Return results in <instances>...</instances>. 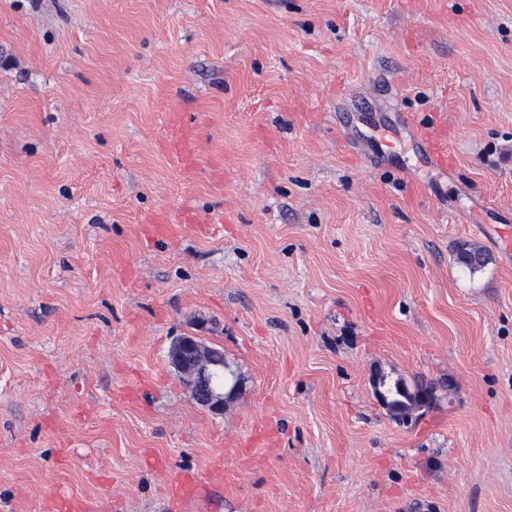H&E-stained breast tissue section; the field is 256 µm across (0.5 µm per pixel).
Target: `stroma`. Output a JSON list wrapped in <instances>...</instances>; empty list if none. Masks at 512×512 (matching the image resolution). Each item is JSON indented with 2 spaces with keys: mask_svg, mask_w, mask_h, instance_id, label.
I'll return each mask as SVG.
<instances>
[{
  "mask_svg": "<svg viewBox=\"0 0 512 512\" xmlns=\"http://www.w3.org/2000/svg\"><path fill=\"white\" fill-rule=\"evenodd\" d=\"M507 226L512 0H0V512H512ZM375 368L436 404L396 421ZM164 142L166 151L185 168L194 167L201 151V138L195 114L181 110L169 112L166 116ZM420 135L423 140L425 153L430 162L439 169H451L453 160L448 153V148L442 143L436 131L423 129ZM167 358L181 374L191 400L214 415H223L225 403L238 387L236 380L231 383L226 376L224 351L190 334L172 341ZM224 380L230 385L227 392Z\"/></svg>",
  "mask_w": 512,
  "mask_h": 512,
  "instance_id": "stroma-1",
  "label": "stroma"
}]
</instances>
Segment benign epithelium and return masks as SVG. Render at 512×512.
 <instances>
[{
  "label": "benign epithelium",
  "instance_id": "7a95c632",
  "mask_svg": "<svg viewBox=\"0 0 512 512\" xmlns=\"http://www.w3.org/2000/svg\"><path fill=\"white\" fill-rule=\"evenodd\" d=\"M169 364L182 376L191 400L214 415L224 414V405L237 391V384L225 386L226 365L224 351L207 344L193 334L179 336L172 341L167 352ZM382 373L371 376V385L377 401L400 419L411 417L413 412L435 404L436 395L421 393L411 405L400 408L390 403L381 388Z\"/></svg>",
  "mask_w": 512,
  "mask_h": 512
}]
</instances>
